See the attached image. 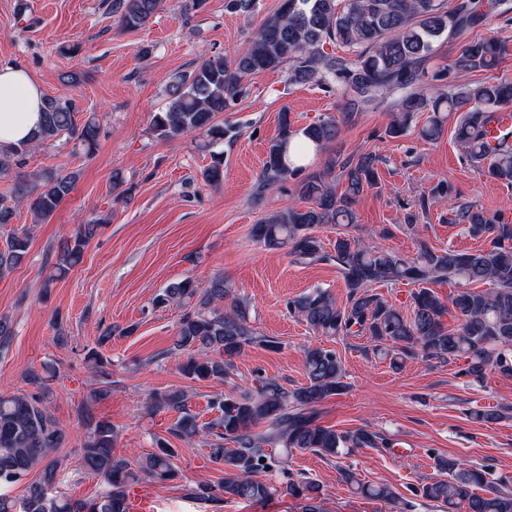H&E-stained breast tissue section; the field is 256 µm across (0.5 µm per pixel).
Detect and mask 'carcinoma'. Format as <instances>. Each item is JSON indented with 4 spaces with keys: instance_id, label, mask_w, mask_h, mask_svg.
I'll return each mask as SVG.
<instances>
[{
    "instance_id": "1",
    "label": "carcinoma",
    "mask_w": 512,
    "mask_h": 512,
    "mask_svg": "<svg viewBox=\"0 0 512 512\" xmlns=\"http://www.w3.org/2000/svg\"><path fill=\"white\" fill-rule=\"evenodd\" d=\"M162 6L163 0H112L110 9L121 30L135 31L144 28ZM256 7L257 0H225V9L232 14L250 16ZM485 15L479 0H454L451 7L445 0H281L279 8L261 21L246 50L213 54L194 68L174 74L167 84L165 105L151 117L154 132L164 139L198 133L214 147L224 142V121L219 116L243 95L246 80L257 74L286 66L291 84L315 82L342 92L346 112L339 119L329 115L298 130L288 111L280 113L278 135L269 144L255 194L260 197L295 180L301 204L267 214L254 225L252 236L268 249H287L299 264L336 261L347 289L345 305L337 304L321 288L288 302V311L312 330L325 336H367L395 369L407 358L462 360L460 374L479 383L492 370L512 375V224L462 201L449 188L439 189L438 195L448 201V221L464 226L469 236L485 240L483 247L444 250L423 241L415 256L404 258L345 236L336 238L328 255L314 235L315 228L356 223L354 205L378 184L383 159L375 153L330 158L322 170L306 175L305 167L288 163L286 152L298 135L307 139L300 157L310 148L322 151L340 134L341 122L348 123L358 113L392 98L396 112L386 136H403L425 112L418 134L425 141H437L454 115V138L462 160L512 187V131L494 136L490 130L501 108L512 102V82L480 81L457 88L449 84L447 70L428 74L425 68L434 42L462 38L454 68L494 69L506 40L470 38ZM336 43L355 56L326 51L327 45ZM100 134L95 115L84 114L75 99L47 97L41 127L32 139L0 147V174L22 167L32 150L64 137L90 154ZM202 178L210 186L224 180L223 152L211 153ZM338 178L345 184L340 194ZM75 179L72 173H49L19 180L12 189V201L28 205L33 223L45 224L74 189ZM14 216V207L1 202L0 277L22 261L30 244L28 230L11 226ZM97 229L96 224H81L59 245L47 261L45 290L82 263ZM474 282L491 288L468 287ZM443 283L451 286L446 302L433 289ZM377 284L413 286L410 312L374 293ZM173 303L183 313L166 354L180 359L181 373L191 381L224 380L234 359L255 342L277 346L251 328L245 303L224 285L222 277L206 286L187 277L169 284L153 300L157 308ZM111 340L109 329L86 356V362L104 378L109 374L100 348ZM304 365L307 383L292 390L260 376L251 392L212 395L209 406L216 415L204 423L189 409L187 391L171 388L150 395V413L178 414L167 429L169 435L200 438L210 460L224 465V481L186 484L185 496L213 507L228 497L258 503L280 493L303 499L302 512H323L320 485L295 477L290 465L293 451L336 458L358 448L392 447L386 437L367 428L339 433L319 422L320 404L346 390L336 351L308 347ZM26 380L37 393L0 392V489L21 482L36 468L42 477L29 484L20 500L0 493V512H130V487L145 479L159 483L176 479L177 451L167 438L155 437L150 453L130 460L114 453L112 424L90 420L80 448L82 466L101 478L108 490L88 502L53 493L61 466L56 451L64 434L46 405L51 393L46 377L31 370ZM435 466L444 478L415 488L413 496L436 502L446 512H512V477L493 478L486 466L441 456ZM269 472L278 474L279 484L258 479ZM339 478L355 493L387 502L396 512L413 508V501L394 488L364 483L348 468L339 469Z\"/></svg>"
}]
</instances>
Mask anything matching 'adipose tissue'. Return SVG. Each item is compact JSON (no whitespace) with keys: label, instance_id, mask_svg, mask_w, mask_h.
I'll return each mask as SVG.
<instances>
[{"label":"adipose tissue","instance_id":"1","mask_svg":"<svg viewBox=\"0 0 512 512\" xmlns=\"http://www.w3.org/2000/svg\"><path fill=\"white\" fill-rule=\"evenodd\" d=\"M44 89L24 68L0 66V145L28 141L43 117Z\"/></svg>","mask_w":512,"mask_h":512}]
</instances>
